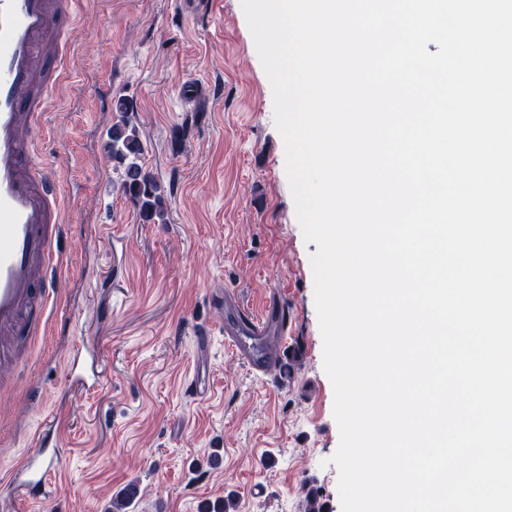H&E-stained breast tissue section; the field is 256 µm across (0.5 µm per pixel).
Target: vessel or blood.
Returning a JSON list of instances; mask_svg holds the SVG:
<instances>
[{"instance_id": "obj_1", "label": "vessel or blood", "mask_w": 512, "mask_h": 512, "mask_svg": "<svg viewBox=\"0 0 512 512\" xmlns=\"http://www.w3.org/2000/svg\"><path fill=\"white\" fill-rule=\"evenodd\" d=\"M77 0H0V360L11 353L7 337L40 336L60 257L61 189L41 162L37 139L25 126H42L64 76L76 34ZM286 336L288 317H252L237 307L224 318V340L252 373L286 367L290 356L273 351L270 334ZM71 370L82 388L98 383L97 361L76 353Z\"/></svg>"}]
</instances>
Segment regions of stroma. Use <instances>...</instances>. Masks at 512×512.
<instances>
[{
	"instance_id": "obj_1",
	"label": "stroma",
	"mask_w": 512,
	"mask_h": 512,
	"mask_svg": "<svg viewBox=\"0 0 512 512\" xmlns=\"http://www.w3.org/2000/svg\"><path fill=\"white\" fill-rule=\"evenodd\" d=\"M65 68L36 133L62 181L61 267L46 336L0 382V512H107L129 484L134 512H200L225 498L230 512H302L311 490L342 512L317 246L297 218L241 0H84ZM119 95L136 108L165 223H144L114 187ZM228 289L255 314L285 310L288 344L302 354L293 382L251 374L226 345ZM84 341L102 363L89 391L68 369ZM200 361L210 390L195 399L187 384ZM49 428L59 460L35 500L13 471Z\"/></svg>"
}]
</instances>
